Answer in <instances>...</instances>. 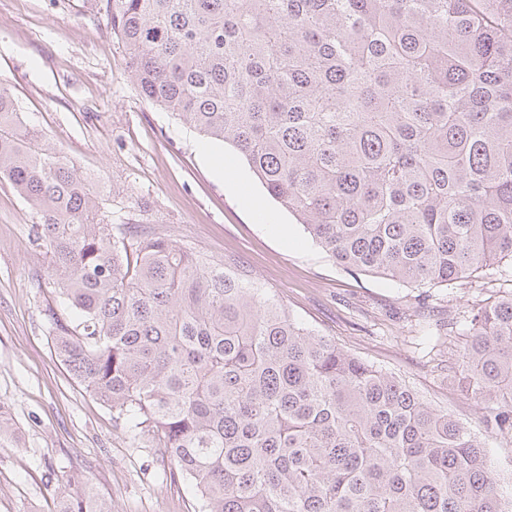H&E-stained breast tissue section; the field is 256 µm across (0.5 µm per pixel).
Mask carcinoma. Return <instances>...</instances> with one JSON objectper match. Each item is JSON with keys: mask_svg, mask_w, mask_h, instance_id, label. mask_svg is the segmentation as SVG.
<instances>
[{"mask_svg": "<svg viewBox=\"0 0 512 512\" xmlns=\"http://www.w3.org/2000/svg\"><path fill=\"white\" fill-rule=\"evenodd\" d=\"M142 97L231 145L345 269L446 285L512 260V0H105ZM0 179L39 222L54 347L159 437L201 512H512L464 422L222 259L117 236L0 84ZM455 371L512 435V293ZM58 512H112L79 474Z\"/></svg>", "mask_w": 512, "mask_h": 512, "instance_id": "cac0c4a2", "label": "carcinoma"}]
</instances>
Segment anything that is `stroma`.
Instances as JSON below:
<instances>
[{
    "instance_id": "stroma-1",
    "label": "stroma",
    "mask_w": 512,
    "mask_h": 512,
    "mask_svg": "<svg viewBox=\"0 0 512 512\" xmlns=\"http://www.w3.org/2000/svg\"><path fill=\"white\" fill-rule=\"evenodd\" d=\"M0 83L22 126L88 176L114 231L161 232L244 271L306 327L460 418L512 495V438L486 430L448 374L472 309L512 292L511 262L433 288L338 266L229 146L141 97L104 0H0ZM33 222L0 180V405L14 430L0 444V512H56L72 472L111 497L112 512H201L158 439L132 436L57 358L46 317L57 298Z\"/></svg>"
}]
</instances>
